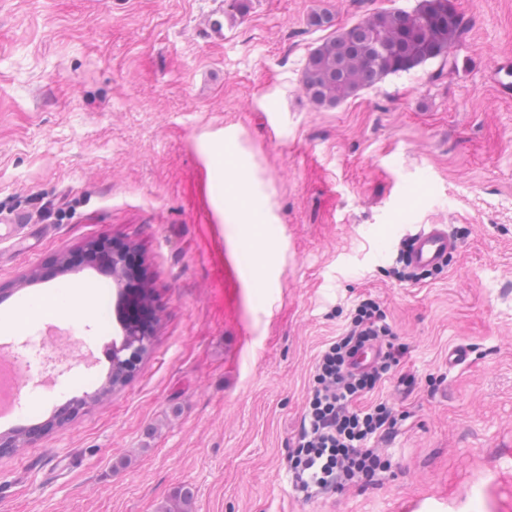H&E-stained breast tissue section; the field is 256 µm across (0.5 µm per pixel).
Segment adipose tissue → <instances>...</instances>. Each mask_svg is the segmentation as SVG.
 Masks as SVG:
<instances>
[{"instance_id":"adipose-tissue-1","label":"adipose tissue","mask_w":512,"mask_h":512,"mask_svg":"<svg viewBox=\"0 0 512 512\" xmlns=\"http://www.w3.org/2000/svg\"><path fill=\"white\" fill-rule=\"evenodd\" d=\"M214 159L225 172L224 198L232 206L235 223L249 225L258 248H265L262 227L267 222V210L263 197L253 189L249 174L229 149L215 151Z\"/></svg>"}]
</instances>
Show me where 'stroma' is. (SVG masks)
Listing matches in <instances>:
<instances>
[{"label":"stroma","mask_w":512,"mask_h":512,"mask_svg":"<svg viewBox=\"0 0 512 512\" xmlns=\"http://www.w3.org/2000/svg\"><path fill=\"white\" fill-rule=\"evenodd\" d=\"M456 63L430 60L319 106L310 53L379 10L418 0H0V312L57 283L105 291L91 317L27 318L0 353L53 389L18 392L0 433V512H512V0H452ZM329 14L322 27L310 26ZM227 145L268 198V250L232 223ZM404 224H445L446 267L401 282ZM137 248L158 320L125 386L57 425L109 365L75 362L123 330L111 277L61 259L101 241ZM408 347L417 384L377 488L298 500L288 438L315 357L360 296ZM467 364H448L454 346ZM438 381L430 393V381Z\"/></svg>","instance_id":"35a3bbf8"}]
</instances>
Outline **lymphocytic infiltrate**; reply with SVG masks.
I'll list each match as a JSON object with an SVG mask.
<instances>
[{
  "label": "lymphocytic infiltrate",
  "mask_w": 512,
  "mask_h": 512,
  "mask_svg": "<svg viewBox=\"0 0 512 512\" xmlns=\"http://www.w3.org/2000/svg\"><path fill=\"white\" fill-rule=\"evenodd\" d=\"M371 342L382 346V357L368 371L350 372L348 356ZM407 353L380 304L361 299L318 353L308 401L289 439L288 482L297 498L383 484L390 464L380 447L396 439L406 415L374 395L393 378L414 390V377L402 371Z\"/></svg>",
  "instance_id": "f902f5d3"
}]
</instances>
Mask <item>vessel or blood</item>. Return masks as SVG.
Here are the masks:
<instances>
[{
    "label": "vessel or blood",
    "instance_id": "obj_1",
    "mask_svg": "<svg viewBox=\"0 0 512 512\" xmlns=\"http://www.w3.org/2000/svg\"><path fill=\"white\" fill-rule=\"evenodd\" d=\"M400 241L413 267L432 269L444 263L458 249L456 239L444 224H408Z\"/></svg>",
    "mask_w": 512,
    "mask_h": 512
}]
</instances>
